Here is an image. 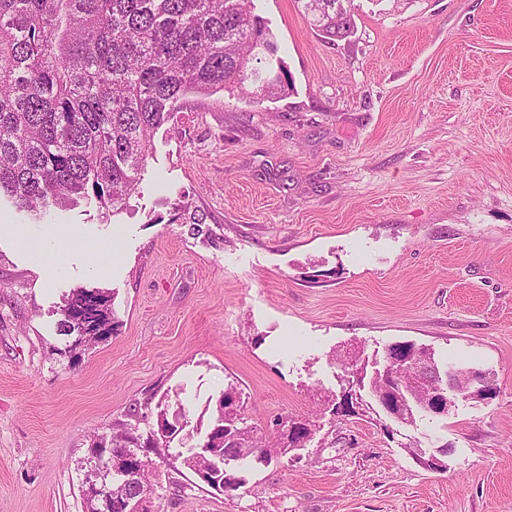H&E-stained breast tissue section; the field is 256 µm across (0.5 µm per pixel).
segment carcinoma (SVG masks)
<instances>
[{
    "label": "carcinoma",
    "mask_w": 512,
    "mask_h": 512,
    "mask_svg": "<svg viewBox=\"0 0 512 512\" xmlns=\"http://www.w3.org/2000/svg\"><path fill=\"white\" fill-rule=\"evenodd\" d=\"M327 17L315 21L325 38L354 28L346 0H325ZM277 47L253 0H0V194L38 212L48 203L79 199L110 215L136 193L156 130L190 94L226 90L278 97L285 85L257 53ZM109 296L99 288L73 290L61 309L59 333L90 340L106 336ZM415 390L402 396L403 425L427 416ZM237 387L218 400L213 427L198 444L224 456V491L244 483L237 473L273 452L238 427ZM158 431L143 435L128 424L112 432V448L138 459L147 448H170L174 429L159 402ZM200 471L207 458L161 453ZM147 461L137 478L106 477L112 500L153 493Z\"/></svg>",
    "instance_id": "cac0c4a2"
}]
</instances>
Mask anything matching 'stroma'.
<instances>
[{
    "mask_svg": "<svg viewBox=\"0 0 512 512\" xmlns=\"http://www.w3.org/2000/svg\"><path fill=\"white\" fill-rule=\"evenodd\" d=\"M291 81L276 99L189 96L153 138L138 192L102 216L0 197V225L84 228L42 284L0 239V512H82L96 435L191 423L228 384L245 426L313 421L299 459L223 493L158 469L160 512H512V0H351L330 41L299 0H254ZM112 331L62 352L72 289ZM484 373L491 395L402 427L347 399L340 365L396 342ZM448 446L444 472L411 448Z\"/></svg>",
    "mask_w": 512,
    "mask_h": 512,
    "instance_id": "1",
    "label": "stroma"
}]
</instances>
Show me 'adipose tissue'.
Here are the masks:
<instances>
[{"instance_id": "obj_1", "label": "adipose tissue", "mask_w": 512, "mask_h": 512, "mask_svg": "<svg viewBox=\"0 0 512 512\" xmlns=\"http://www.w3.org/2000/svg\"><path fill=\"white\" fill-rule=\"evenodd\" d=\"M0 234L16 238L24 243L32 256L38 273L45 280L57 275L67 249L84 242L81 230L75 227H50L36 234L18 225L4 224L0 226Z\"/></svg>"}]
</instances>
